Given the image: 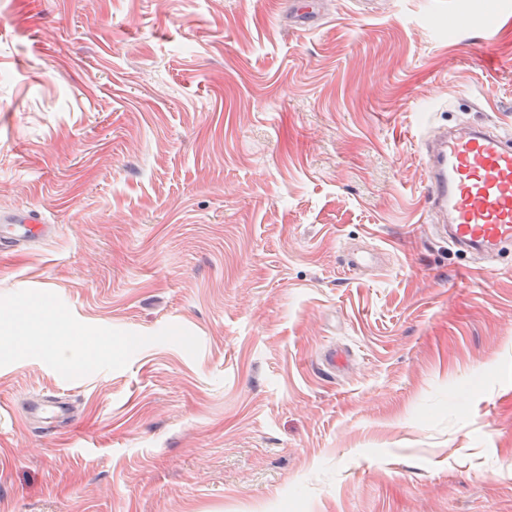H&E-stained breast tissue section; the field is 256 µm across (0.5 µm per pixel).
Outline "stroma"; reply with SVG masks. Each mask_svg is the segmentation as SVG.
I'll use <instances>...</instances> for the list:
<instances>
[{
	"instance_id": "1",
	"label": "stroma",
	"mask_w": 512,
	"mask_h": 512,
	"mask_svg": "<svg viewBox=\"0 0 512 512\" xmlns=\"http://www.w3.org/2000/svg\"><path fill=\"white\" fill-rule=\"evenodd\" d=\"M289 2L0 0V310L86 337L0 350V512H512V251L420 157L512 131V12ZM52 228V224H44V218L38 211L1 212L0 250L22 248L29 242L50 238ZM27 412L33 416L49 415L44 419L52 420L51 423L63 421L69 415V406L65 403H50L35 401L32 402Z\"/></svg>"
}]
</instances>
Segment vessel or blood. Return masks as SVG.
<instances>
[{"instance_id": "vessel-or-blood-1", "label": "vessel or blood", "mask_w": 512, "mask_h": 512, "mask_svg": "<svg viewBox=\"0 0 512 512\" xmlns=\"http://www.w3.org/2000/svg\"><path fill=\"white\" fill-rule=\"evenodd\" d=\"M429 210L452 245L481 255L512 246V135L485 126L438 128L424 142ZM40 212L0 214V250L50 238ZM33 416L55 422L69 414L65 403L35 401Z\"/></svg>"}]
</instances>
